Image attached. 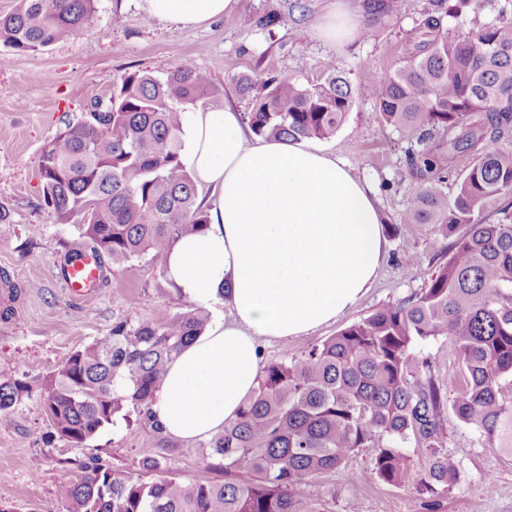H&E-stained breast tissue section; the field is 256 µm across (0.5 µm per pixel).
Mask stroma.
Listing matches in <instances>:
<instances>
[{
	"label": "stroma",
	"mask_w": 512,
	"mask_h": 512,
	"mask_svg": "<svg viewBox=\"0 0 512 512\" xmlns=\"http://www.w3.org/2000/svg\"><path fill=\"white\" fill-rule=\"evenodd\" d=\"M332 0H237V12L254 25L235 27L218 19L201 27L144 23L135 0H98L90 26L77 37L38 53L0 47V205L10 211L0 224V272L19 294L13 313L0 317V382L26 381L31 399L0 426V512H62L65 492L80 466L98 456L113 468L138 471L144 457L164 455L172 476L220 483L208 449L197 442L163 448L151 431L129 437L124 421L106 425L81 447L60 440L39 405L46 377L72 352L106 335L115 320L147 317L157 306L193 309L147 259L121 264L102 256L104 278L93 295L73 300L57 278L66 252L93 249L77 226L55 223L43 199L39 161L43 148L67 124L84 120L94 103H108L111 84L134 71L159 75L189 59L207 72L217 89L215 104L245 113L235 76L288 77L311 86L323 81L326 62L351 85L366 75L392 74L419 38L417 26L431 0H390L389 12L371 18L368 0H347L359 29L345 50L316 38L313 28ZM269 14L273 26H262ZM320 148L345 159L376 190L386 219L385 260L368 293L336 322L294 338L262 342L264 362L300 357L346 326L382 306L404 301L426 288L458 238L440 224H413L406 201L421 187L408 164L407 142L385 124L371 99L356 97L344 126ZM414 262H406V255ZM413 364L429 363L449 392L460 384L455 350L440 338L410 348ZM446 446L459 464L460 479L426 505L417 488L424 473L412 458L405 479L394 487L372 479L356 484L352 473L371 465L363 450L346 465L311 484L332 512H512V456L489 448L477 432L447 423Z\"/></svg>",
	"instance_id": "obj_1"
}]
</instances>
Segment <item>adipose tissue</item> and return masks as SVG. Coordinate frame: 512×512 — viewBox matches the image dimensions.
<instances>
[{
    "mask_svg": "<svg viewBox=\"0 0 512 512\" xmlns=\"http://www.w3.org/2000/svg\"><path fill=\"white\" fill-rule=\"evenodd\" d=\"M149 19L196 27L234 14V0H137ZM181 161L209 222L178 239L163 269L201 306L225 300L170 363L153 410L165 435L208 439L257 386L259 341L302 336L336 321L369 290L384 260L385 219L369 185L342 159L304 143L245 133L240 113L200 109L184 125Z\"/></svg>",
    "mask_w": 512,
    "mask_h": 512,
    "instance_id": "obj_1",
    "label": "adipose tissue"
}]
</instances>
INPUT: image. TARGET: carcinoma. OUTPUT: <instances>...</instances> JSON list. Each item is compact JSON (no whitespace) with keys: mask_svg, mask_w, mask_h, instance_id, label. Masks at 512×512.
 <instances>
[{"mask_svg":"<svg viewBox=\"0 0 512 512\" xmlns=\"http://www.w3.org/2000/svg\"><path fill=\"white\" fill-rule=\"evenodd\" d=\"M98 0H18L0 17V46L40 53L86 29ZM456 0L421 22V39L395 72L359 88L382 120L419 149L411 153L423 187L407 201L416 224H463L466 231L429 286L379 308L290 362L261 368L257 387L223 431L204 440L224 465V482L147 480L166 458L146 456L142 472L89 458L66 491V512H331L309 490L362 448L374 451L364 478L399 486L411 455L428 461L419 491L433 497L458 482L459 466L444 452L448 413L487 444L512 455V19L483 23L467 34L444 27L475 9ZM249 98L246 121L264 139L301 142L336 135L355 95L328 70L304 87L291 78H234ZM261 85L262 93L254 94ZM215 96L206 72L181 61L164 76L121 77L109 104L69 124L43 149L44 200L58 224H74L112 261L148 258L162 266L171 246L208 224L181 162L185 106ZM472 152L456 193L447 178L454 155ZM496 209V224L481 214ZM209 323L202 309L167 308L118 319L109 333L72 352L45 380L39 403L55 434L81 446L122 419L133 436L163 428L152 405L168 365ZM450 339L462 371L447 389L407 352L417 343ZM31 396L29 384L0 383V422Z\"/></svg>","mask_w":512,"mask_h":512,"instance_id":"1","label":"carcinoma"}]
</instances>
